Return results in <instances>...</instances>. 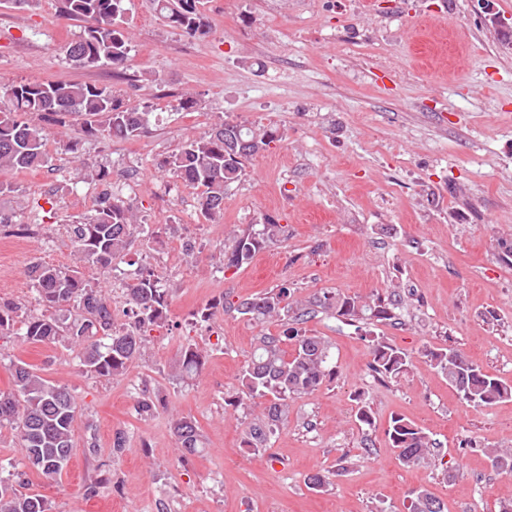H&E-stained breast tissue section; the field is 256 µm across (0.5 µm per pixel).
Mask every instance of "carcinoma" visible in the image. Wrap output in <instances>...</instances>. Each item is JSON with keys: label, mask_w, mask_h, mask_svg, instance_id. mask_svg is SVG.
Returning <instances> with one entry per match:
<instances>
[{"label": "carcinoma", "mask_w": 512, "mask_h": 512, "mask_svg": "<svg viewBox=\"0 0 512 512\" xmlns=\"http://www.w3.org/2000/svg\"><path fill=\"white\" fill-rule=\"evenodd\" d=\"M123 0H62L64 17L81 22V32L65 47L66 58L83 67L109 64L121 72L128 68L129 23ZM157 13L191 38H200L210 25L198 8L199 0H152ZM0 97L11 103L0 110V171L44 168L51 163L46 149L44 123L66 126V118L82 120L81 136H66L65 148L77 159L83 179L103 183L110 172L105 165L88 164L81 157L85 138L109 136L130 139L140 136L149 122V105L129 109L107 87L77 80L27 81L0 86ZM254 141L258 149L276 140L271 130L256 132L232 121H224L159 162L168 178L199 191L201 214L212 222L224 214V193L241 180L245 163L253 153L238 159L227 153L233 136ZM140 226L136 211L107 194L92 213L65 225L73 246L74 263L69 266L31 261L26 275L31 289L47 311L24 318V336L35 342L80 347L84 371L97 377L124 374L145 348L144 327L165 318L169 289L150 272H141L125 286L134 324L120 328L103 289L85 279L87 265L106 266L121 255ZM283 226L268 220L259 230L232 240L224 251L225 267L240 268L250 263L257 251L276 241ZM312 304L333 310L337 316L357 323L369 316L379 321L395 318L392 300L376 298L362 304L355 298L322 293ZM236 311L256 322L276 321L282 331L264 335L242 369L241 385L251 398L262 399L260 416L246 434L250 451L262 448L288 421L289 402L319 390L333 375L331 344L303 327L310 314L306 305L292 299L283 284L241 300ZM21 306L0 303V333L13 328ZM371 348L370 370L380 377H396L406 370L409 355L387 341L364 333ZM432 365L442 373L466 404L491 406L512 397V386L484 373L462 351L434 347L426 350ZM204 357L197 347L181 351L177 369L189 379L198 374ZM78 403L68 387L50 382L23 361L14 364V390L0 393V426L13 428L29 465L48 480L67 466L73 448V428ZM177 448L183 453L198 451L202 441L196 422L188 416L172 419ZM391 447L406 464H419L433 456L437 443L419 426L403 417L390 419L386 430ZM409 512H444L443 504L428 490L413 493ZM0 512H48L46 500L38 494H20L0 481Z\"/></svg>", "instance_id": "obj_1"}]
</instances>
